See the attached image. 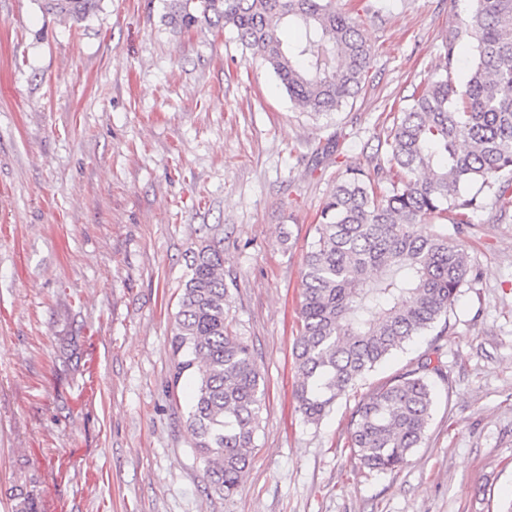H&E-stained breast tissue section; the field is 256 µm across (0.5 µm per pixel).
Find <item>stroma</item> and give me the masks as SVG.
<instances>
[{
  "label": "stroma",
  "mask_w": 512,
  "mask_h": 512,
  "mask_svg": "<svg viewBox=\"0 0 512 512\" xmlns=\"http://www.w3.org/2000/svg\"><path fill=\"white\" fill-rule=\"evenodd\" d=\"M372 46L368 79L315 115L231 28L177 32L164 0L85 20L0 0V512H512V210L447 229L472 272L438 341L389 357L320 424L294 396L316 215L346 169L378 170L421 82L454 73L473 0H336ZM224 255L226 322L265 376L255 458L209 489L173 384L175 315L199 245ZM431 358L432 420L403 468L348 444L356 404Z\"/></svg>",
  "instance_id": "1"
}]
</instances>
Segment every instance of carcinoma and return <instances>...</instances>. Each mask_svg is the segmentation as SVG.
I'll list each match as a JSON object with an SVG mask.
<instances>
[{
    "instance_id": "obj_1",
    "label": "carcinoma",
    "mask_w": 512,
    "mask_h": 512,
    "mask_svg": "<svg viewBox=\"0 0 512 512\" xmlns=\"http://www.w3.org/2000/svg\"><path fill=\"white\" fill-rule=\"evenodd\" d=\"M47 9L76 21L97 0H48ZM171 23L236 32L245 50L274 72L288 97L316 114L341 109L362 90L373 49L358 18L336 0H169ZM474 36L473 61L452 79L456 37L444 49L445 73L412 94L392 129L383 190L350 168L317 219L302 280L295 342L303 419L319 423L393 351L417 336L448 330V309L470 274L466 252L448 233L414 230L440 214L469 224L487 202L512 206V0H476L461 20ZM294 26L304 40L280 37ZM228 289L222 253L193 254L176 314L172 383L192 385L189 425L210 487L233 496L248 469L260 429L264 376L249 344L226 324ZM425 361L375 388L355 406L349 447L368 468H402L422 442L434 402Z\"/></svg>"
}]
</instances>
